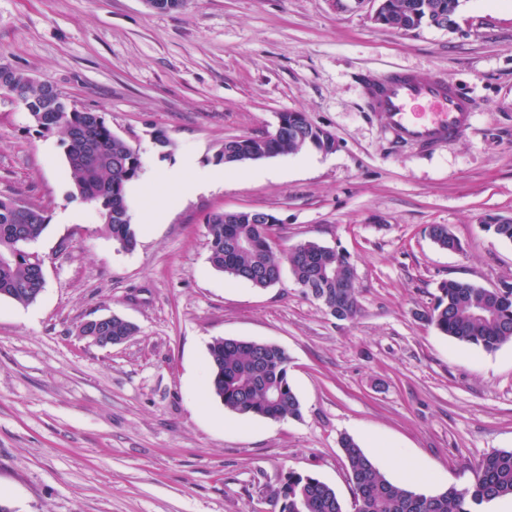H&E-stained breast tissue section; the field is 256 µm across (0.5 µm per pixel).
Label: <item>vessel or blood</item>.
Here are the masks:
<instances>
[{"mask_svg": "<svg viewBox=\"0 0 512 512\" xmlns=\"http://www.w3.org/2000/svg\"><path fill=\"white\" fill-rule=\"evenodd\" d=\"M367 95L398 144L430 149L465 134L474 119L468 96L437 72L395 70L369 84Z\"/></svg>", "mask_w": 512, "mask_h": 512, "instance_id": "obj_1", "label": "vessel or blood"}]
</instances>
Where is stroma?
<instances>
[{
	"mask_svg": "<svg viewBox=\"0 0 512 512\" xmlns=\"http://www.w3.org/2000/svg\"><path fill=\"white\" fill-rule=\"evenodd\" d=\"M377 0H0V61L101 113L148 170L205 179L225 140L303 113L336 146L227 169L155 224L163 184L136 181L137 244L112 241L73 195L64 136L0 96V195L43 207L33 251L43 292L0 299V505L9 512H279L288 472L353 495L339 439L353 437L390 481L415 492L471 483L487 453L512 449V342L492 352L424 319L455 279L512 284V0H463L456 27L405 34L376 24ZM436 71L472 99L462 137L393 143L366 78ZM171 142L160 154L153 135ZM278 220V249L312 240L350 255L358 309L339 319L290 271L266 289L216 271L207 223L222 210ZM443 224L459 250L429 235ZM137 327L100 347L82 323ZM218 337L273 342L290 358L302 415L241 416L208 392Z\"/></svg>",
	"mask_w": 512,
	"mask_h": 512,
	"instance_id": "stroma-1",
	"label": "stroma"
}]
</instances>
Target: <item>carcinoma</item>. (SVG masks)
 <instances>
[{"label": "carcinoma", "mask_w": 512, "mask_h": 512, "mask_svg": "<svg viewBox=\"0 0 512 512\" xmlns=\"http://www.w3.org/2000/svg\"><path fill=\"white\" fill-rule=\"evenodd\" d=\"M379 24L404 32L424 26L449 27L462 0H381ZM8 76L22 87L21 103L41 131L59 129L65 136V159L75 196L92 206L105 232L121 248L131 250L137 231L126 205L129 186L139 179L141 155L98 113L70 109L67 97L54 85L37 87L29 75L10 69ZM285 119L272 132L243 136L224 145V165L237 167L252 159L274 157L312 146L323 149L318 129L283 113ZM14 199L0 197V299L21 304L34 302L45 287L43 258L28 248L47 228L46 211L30 205L24 213L13 209ZM272 224H252L241 212L233 221L215 215L207 224L209 262L218 271L264 289L281 277L288 264L295 280L311 283L321 302L340 308L338 318L348 319L357 310L353 263L350 257L314 241H304L286 253L273 243ZM443 249L456 250L459 242L441 224L430 229ZM441 296L425 319L443 336L460 343L494 351L512 342V287L496 291L450 279L440 286ZM136 332L133 324L115 316L103 335L122 337ZM210 391L231 412L269 420L298 418L300 399L288 380V353L263 341L220 337L208 346ZM348 463V481L356 512H483L495 499L512 498V449L484 455L472 482L434 495L419 494L385 478L359 444L350 436L340 440ZM280 512H345L336 491L319 478L288 472L276 492Z\"/></svg>", "instance_id": "carcinoma-1"}]
</instances>
